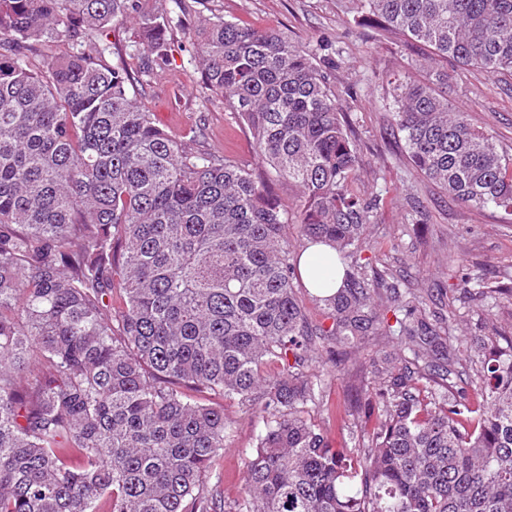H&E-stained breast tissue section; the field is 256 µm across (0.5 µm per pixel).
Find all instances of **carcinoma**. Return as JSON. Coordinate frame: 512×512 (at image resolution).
<instances>
[{"mask_svg":"<svg viewBox=\"0 0 512 512\" xmlns=\"http://www.w3.org/2000/svg\"><path fill=\"white\" fill-rule=\"evenodd\" d=\"M140 4L0 0V512H512V338L488 322L463 357L420 290L368 274L373 205L351 190L360 147L320 67L329 47L218 16L194 33L201 88L298 188L292 217L254 169L172 139L92 42L132 16L150 46L141 74L163 67L184 20ZM362 8L438 58L512 75V0ZM60 40L72 51L34 71L33 44ZM391 84L415 169L512 212V154L433 83ZM290 222L342 268L334 294L312 295L318 324L294 284ZM458 286L512 296L470 269ZM374 341L378 423L351 455L312 414L328 364ZM205 396L266 418L230 503L208 475L233 422Z\"/></svg>","mask_w":512,"mask_h":512,"instance_id":"obj_1","label":"carcinoma"}]
</instances>
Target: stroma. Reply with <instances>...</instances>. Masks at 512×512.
<instances>
[{"label": "stroma", "instance_id": "1", "mask_svg": "<svg viewBox=\"0 0 512 512\" xmlns=\"http://www.w3.org/2000/svg\"><path fill=\"white\" fill-rule=\"evenodd\" d=\"M201 16H221L259 29H276L306 51L331 45L335 62L329 82L351 136L360 146L361 172L355 194L374 202L368 243L362 250L373 271L392 273L401 287L429 295L430 310L446 319L448 332L461 348L484 335V321L512 336V299L494 306L470 300L458 288L462 267L480 266L496 288L512 287V214L487 206L461 204L412 165L402 136L391 127L390 77L403 75L427 81L432 70L453 75L448 98L471 124L492 134L512 152V78H489L476 68L450 67L433 61L421 43L388 34L365 20L360 0H204ZM194 24L172 28L169 60L151 79L140 76L143 47L131 36V22L114 19L107 41L110 63H125L137 79L136 99L155 115L176 140L195 150L252 168H262L254 140L218 95L201 90V67L193 47ZM377 344L342 356L328 375L326 398L331 406L352 405L350 414L315 422L330 447H357L363 432L376 423L367 402L377 385L369 360ZM224 410L234 432L212 464V482L226 499H235L244 477V463L263 428L261 417L243 412L236 403Z\"/></svg>", "mask_w": 512, "mask_h": 512}]
</instances>
